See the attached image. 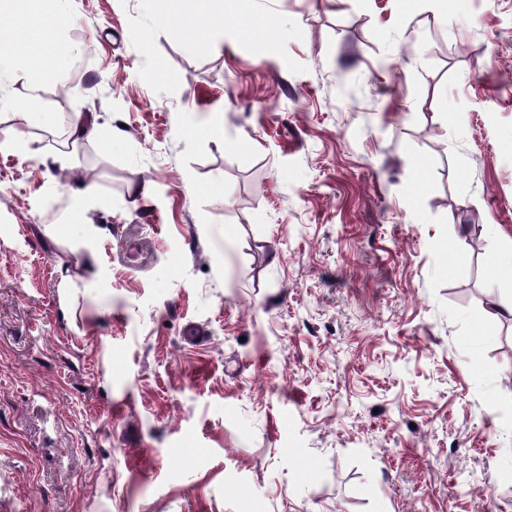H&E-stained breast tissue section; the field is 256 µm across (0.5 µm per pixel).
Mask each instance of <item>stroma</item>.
<instances>
[{
    "instance_id": "obj_1",
    "label": "stroma",
    "mask_w": 512,
    "mask_h": 512,
    "mask_svg": "<svg viewBox=\"0 0 512 512\" xmlns=\"http://www.w3.org/2000/svg\"><path fill=\"white\" fill-rule=\"evenodd\" d=\"M71 10L0 80V512H512V0Z\"/></svg>"
}]
</instances>
